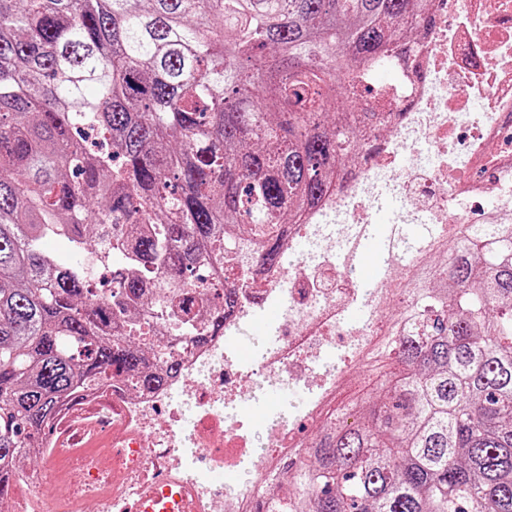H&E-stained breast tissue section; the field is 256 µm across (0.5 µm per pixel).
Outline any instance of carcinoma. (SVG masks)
I'll use <instances>...</instances> for the list:
<instances>
[{"instance_id": "cac0c4a2", "label": "carcinoma", "mask_w": 512, "mask_h": 512, "mask_svg": "<svg viewBox=\"0 0 512 512\" xmlns=\"http://www.w3.org/2000/svg\"><path fill=\"white\" fill-rule=\"evenodd\" d=\"M432 24V0H0V503L69 397L176 369L127 327L223 263L226 225L281 262L389 121L370 72ZM48 236L121 271L116 303ZM398 309L385 401L328 416L262 512H512V224L463 225Z\"/></svg>"}]
</instances>
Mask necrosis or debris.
<instances>
[{
	"label": "necrosis or debris",
	"mask_w": 512,
	"mask_h": 512,
	"mask_svg": "<svg viewBox=\"0 0 512 512\" xmlns=\"http://www.w3.org/2000/svg\"><path fill=\"white\" fill-rule=\"evenodd\" d=\"M434 18L417 55L400 59V81L368 101L393 126L374 131L371 158L344 171L305 223L284 226L281 263L264 266L260 250L231 230L223 276L188 272L208 292H234L223 331L191 342L175 321L151 330V343L176 346L178 372L150 388L116 377L67 402L40 448L57 477L56 500L37 508L14 500L9 512H115L131 491L125 475L138 465L187 482L201 512H256L261 496L285 493V466L308 447L323 409L351 376L342 359L359 361L388 334L393 306L406 301L419 266L469 223L463 200L497 201L496 220L512 211V0H437ZM381 181L400 195L402 222L424 215L437 233L410 266L389 264L363 294L339 252L368 221ZM356 301L369 312L343 323ZM271 303L277 345L262 347L248 365L230 356L227 340L243 336ZM299 385L304 403L270 407L258 424L245 423V410ZM90 408L105 413L108 433L140 444L141 457L119 455L103 467L91 449L58 446L64 427Z\"/></svg>",
	"instance_id": "obj_1"
}]
</instances>
